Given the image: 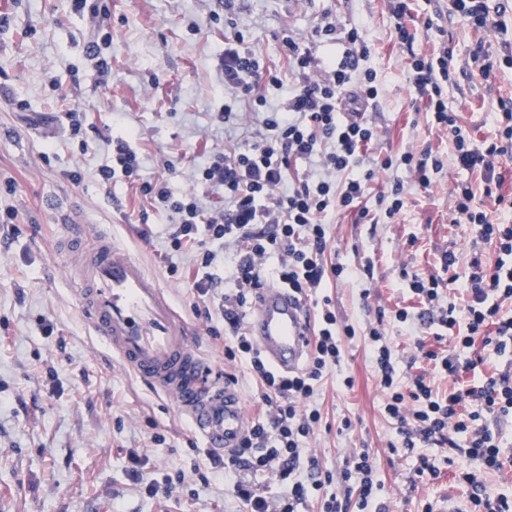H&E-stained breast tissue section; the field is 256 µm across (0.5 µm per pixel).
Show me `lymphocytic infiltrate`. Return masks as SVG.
<instances>
[{
  "mask_svg": "<svg viewBox=\"0 0 512 512\" xmlns=\"http://www.w3.org/2000/svg\"><path fill=\"white\" fill-rule=\"evenodd\" d=\"M387 2L394 38L407 50L413 107L446 134L453 164L479 172L484 185L478 195L471 181L455 182L449 219L467 225L472 245L492 249L495 258L487 260L476 251L461 278L455 272L458 255L447 251L434 271L403 273L417 309L378 311L365 334L378 373L382 413L395 427L399 449L415 459L414 480L434 481L448 465L466 492L465 512H512V492L492 481L512 466V447L502 430L503 422L512 420V224L503 220L512 211V199L499 192L503 165L512 162V97L498 101L494 136L473 139L449 110L447 91L459 72L490 77L496 58L489 44L476 40L464 61H457L447 45L437 43L440 28L433 20L407 25V0ZM317 30L339 35L344 55L325 77L316 78L310 73V51L288 42V67L296 77L288 88L262 55L244 48L238 27L225 33L224 86L231 98L219 118L227 125L239 123L244 104L260 131L213 155L201 171L202 180L223 193V209L204 214L196 196H175L167 181L144 178L139 155L122 139L112 147L111 164L98 171L106 182L124 176L155 207L177 214L169 247L194 249L189 286L218 304L229 329L225 360L249 366L256 413L238 448L210 457L213 472L228 480L243 512H386L369 449H353L334 473L323 469L306 446L322 425L315 397L324 377L334 369L338 387L354 386L340 368L356 331L338 321L324 293L328 279L347 277L349 271L327 261L330 227L325 219L355 211L361 203L373 175L365 167L367 150L377 138L365 112L379 94L375 72L359 68L370 54L362 27H342L325 17ZM424 40L434 42V49H421ZM282 88L285 105L268 108L269 90ZM312 158L319 161L318 171L292 174L297 160ZM380 166L405 171L426 189L444 162L428 146L387 155ZM488 198L495 206L491 213L484 207ZM217 244L223 255L214 252ZM271 281L312 308L310 356L293 374L270 367L246 329L249 310ZM456 282L462 285L458 300L446 295ZM388 321L408 331L427 330L428 339H417L416 350L452 381L448 393H440L426 374L400 370L384 327ZM431 339L451 346L430 349ZM266 479L280 488V495H266Z\"/></svg>",
  "mask_w": 512,
  "mask_h": 512,
  "instance_id": "1",
  "label": "lymphocytic infiltrate"
}]
</instances>
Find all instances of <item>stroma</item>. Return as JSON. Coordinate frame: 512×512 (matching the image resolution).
Wrapping results in <instances>:
<instances>
[{
    "label": "stroma",
    "instance_id": "obj_1",
    "mask_svg": "<svg viewBox=\"0 0 512 512\" xmlns=\"http://www.w3.org/2000/svg\"><path fill=\"white\" fill-rule=\"evenodd\" d=\"M100 17L77 12L72 0H0V209L18 213L0 223V512H239L223 475L208 472L209 449L165 395L124 368L85 323L74 268L56 257L67 225L84 215L89 234L105 229L116 247L137 256L170 291L180 316L196 331V347L215 373L224 372L223 328L194 313L195 297L168 265L190 266L189 252L170 250L168 213L155 208L122 175L103 182L98 169L112 143L127 140L146 177H163L177 192L195 194L207 210L222 197L199 183L196 171L214 152L240 143L217 119L224 88V17H231L257 50L292 81L284 38L309 49L314 75L340 60L346 46L316 33L323 15L338 25L366 29L365 67L377 74L379 95L368 113L378 139L373 160L432 146L449 156L443 133L415 111L406 78L407 52L396 44L386 0H107ZM414 16L435 18L455 55L484 39L498 45L495 29L476 32L449 12L448 0H408ZM111 33L112 74L102 79L86 44ZM512 96V69L489 80L458 75L448 107L472 138L495 133L498 98ZM86 115L82 137L67 131L66 113ZM174 170H166L165 160ZM80 170L81 184L65 174ZM467 171L447 165L430 188L407 187L404 210L392 223L374 224L357 213L329 219V256L352 275L329 282L339 317L354 327L375 320L380 309L414 307L403 290L402 268L429 272L443 252L466 251L465 225L448 221L455 180ZM14 178L8 190L5 178ZM52 332H45V325ZM345 374L352 389H339L335 374L316 397L325 427L308 446L324 468L335 470L352 448L370 449L388 512H419L427 499L465 504L453 469L431 483L410 484L413 457L390 451L395 431L381 410L382 394L363 336L346 346ZM351 431L340 432L343 419ZM166 442L155 445L154 433ZM145 463L140 480L126 471L127 453ZM183 472L185 484L152 498L144 488Z\"/></svg>",
    "mask_w": 512,
    "mask_h": 512
}]
</instances>
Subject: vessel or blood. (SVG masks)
Here are the masks:
<instances>
[{
  "mask_svg": "<svg viewBox=\"0 0 512 512\" xmlns=\"http://www.w3.org/2000/svg\"><path fill=\"white\" fill-rule=\"evenodd\" d=\"M97 241V249L82 259L85 273L77 288L94 335L125 368L171 398L206 447L236 448L248 429V415L234 386L211 376L190 326L141 261L113 245L108 231H99ZM247 329L275 369L289 373L305 364L312 319L287 289L264 288Z\"/></svg>",
  "mask_w": 512,
  "mask_h": 512,
  "instance_id": "b4317fda",
  "label": "vessel or blood"
}]
</instances>
